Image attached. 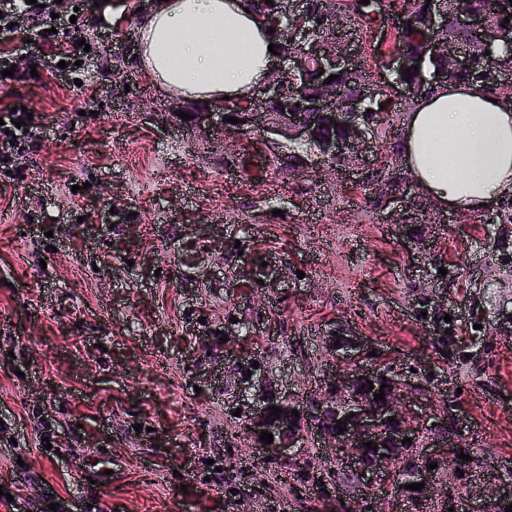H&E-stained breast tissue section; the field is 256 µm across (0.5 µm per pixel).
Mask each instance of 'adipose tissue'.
I'll list each match as a JSON object with an SVG mask.
<instances>
[{
  "instance_id": "adipose-tissue-1",
  "label": "adipose tissue",
  "mask_w": 512,
  "mask_h": 512,
  "mask_svg": "<svg viewBox=\"0 0 512 512\" xmlns=\"http://www.w3.org/2000/svg\"><path fill=\"white\" fill-rule=\"evenodd\" d=\"M250 0H158L140 26L138 67L178 98L237 101L262 83L268 28ZM403 159L438 205L473 212L512 194V100L477 84L434 88L402 129Z\"/></svg>"
}]
</instances>
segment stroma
<instances>
[{"label": "stroma", "mask_w": 512, "mask_h": 512, "mask_svg": "<svg viewBox=\"0 0 512 512\" xmlns=\"http://www.w3.org/2000/svg\"><path fill=\"white\" fill-rule=\"evenodd\" d=\"M91 19V82L52 77L51 58L0 80V102L35 108L43 131L0 169V486L10 512H378L385 486L331 478L334 448L307 439L287 461L262 460L236 436L256 391L318 395L331 336L353 332L418 380L401 405L415 417L456 388L469 429V481L512 470V223L494 207L432 205L398 225L399 194L374 203L385 160L401 175L397 92L366 150L332 175L266 167L252 128L247 170L224 165L232 132L209 138L161 113L174 99L136 67L135 0H64ZM123 61H115L114 51ZM36 76H29V68ZM124 71L126 81L113 79ZM268 275L256 278L257 265ZM458 341L432 347L419 310L440 277ZM56 419L43 448L38 417ZM143 432H136L135 424Z\"/></svg>", "instance_id": "1"}]
</instances>
